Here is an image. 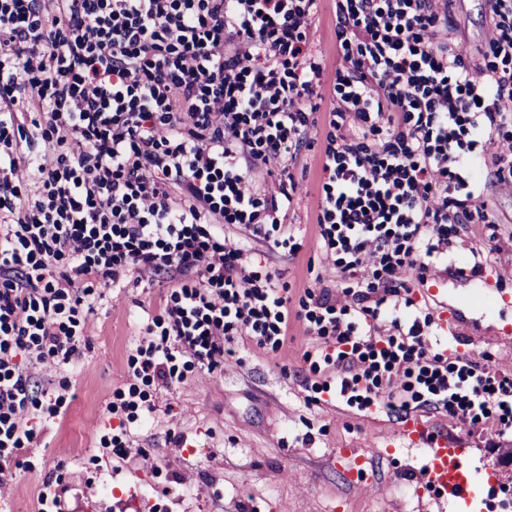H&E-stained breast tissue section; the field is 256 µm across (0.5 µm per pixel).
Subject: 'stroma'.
<instances>
[{"label": "stroma", "mask_w": 512, "mask_h": 512, "mask_svg": "<svg viewBox=\"0 0 512 512\" xmlns=\"http://www.w3.org/2000/svg\"><path fill=\"white\" fill-rule=\"evenodd\" d=\"M481 0H458L454 17L464 54L483 50L490 19ZM320 143L302 147L289 168L298 184L294 220L303 249L252 241L251 269L278 272L302 293L320 265L314 220L319 209ZM484 265L473 275L474 262ZM170 293L163 277L150 288L107 292L89 319L82 356L61 374L70 383L54 421L32 412L37 439L0 477V512H486L481 495L471 507L421 479L424 437L444 433L465 449L470 468L488 471L496 488H512V437L489 440L430 410L412 412L423 439L390 447L395 417L346 406L327 364L311 368L302 355L312 339L291 320L278 351L238 343L214 373L193 370L187 382L163 388L137 382L128 355ZM411 296L435 325L440 345L459 347L512 374V251L499 253L487 235H468L448 247V266ZM114 411H107V404ZM128 443L117 458L105 440ZM378 441L372 469L350 475L339 448Z\"/></svg>", "instance_id": "stroma-1"}]
</instances>
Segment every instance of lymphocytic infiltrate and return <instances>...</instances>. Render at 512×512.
<instances>
[{
	"mask_svg": "<svg viewBox=\"0 0 512 512\" xmlns=\"http://www.w3.org/2000/svg\"><path fill=\"white\" fill-rule=\"evenodd\" d=\"M454 3L335 0L328 81L321 0H0L1 472L34 440L30 410L58 417L46 371L80 358L99 289L162 273L172 292L146 327L160 340L129 355L134 377L184 382L180 358L215 372L241 336L280 347L295 302L304 361L332 365L347 404L512 434V375L430 348L410 296L452 238L496 230L486 187L512 193V0H483L475 58L449 34ZM320 126L317 239L339 278L295 300L224 228L297 255L270 232ZM323 9L321 16L316 21L314 29V41L316 49L321 51L326 59L325 77L329 81L334 76L337 67H340L342 61L336 53L335 38V19L333 16L332 3L334 0H322Z\"/></svg>",
	"mask_w": 512,
	"mask_h": 512,
	"instance_id": "obj_1",
	"label": "lymphocytic infiltrate"
}]
</instances>
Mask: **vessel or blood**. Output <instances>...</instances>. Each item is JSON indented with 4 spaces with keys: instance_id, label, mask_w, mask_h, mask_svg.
<instances>
[{
    "instance_id": "b4317fda",
    "label": "vessel or blood",
    "mask_w": 512,
    "mask_h": 512,
    "mask_svg": "<svg viewBox=\"0 0 512 512\" xmlns=\"http://www.w3.org/2000/svg\"><path fill=\"white\" fill-rule=\"evenodd\" d=\"M463 455V449L449 447L447 437L428 441L423 476L427 484L448 489L453 498L468 502L473 493Z\"/></svg>"
}]
</instances>
